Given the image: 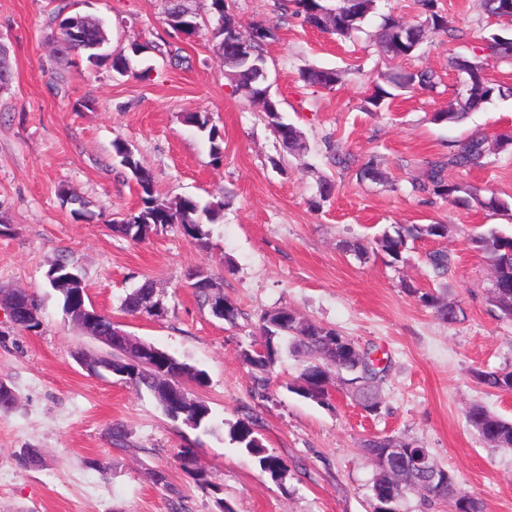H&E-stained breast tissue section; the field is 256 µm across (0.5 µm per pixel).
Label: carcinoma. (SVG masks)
I'll use <instances>...</instances> for the list:
<instances>
[{"label":"carcinoma","instance_id":"obj_1","mask_svg":"<svg viewBox=\"0 0 512 512\" xmlns=\"http://www.w3.org/2000/svg\"><path fill=\"white\" fill-rule=\"evenodd\" d=\"M188 0H167L166 18L176 20L186 17L198 22L197 13L189 6ZM378 0H335L330 4L325 0H287L280 5L284 11L288 5L294 6L293 14L303 18L307 24L318 25L319 14L325 10L335 11L337 15L352 13L354 19L338 28L334 35L339 38H349L362 29L365 20L376 13ZM422 18L415 23L396 25V19L390 15L382 16V23L377 34V44L380 50L390 56H395L398 41L404 42L407 50L417 49L428 32L447 31L449 21L436 5V0H417ZM209 9L217 18V27L212 32L216 40L217 52L226 60V70L232 74L235 91L246 99L261 105L267 125L271 127L275 138L280 144H286L288 137L296 129V125L289 122L283 115L280 103L268 93V89L257 66L266 64L263 54V45L274 36L273 28L257 24L250 27L254 31L249 43V52L242 57L235 56L230 40L240 33L236 17L225 9L224 0H210ZM59 40L78 56H82L94 67L110 66L113 71L124 74L127 70L128 60L120 52L111 54L106 52L108 36L104 23L98 18H89L87 15L76 13L66 17L59 23ZM488 55L485 58H469L457 56L453 60L455 69L463 76L460 92L458 93L457 107L447 110L446 123L458 125L463 123L471 111L482 107L495 98L512 97V87H505L489 81L485 69L489 61L498 59L512 60V40L500 41L497 36L491 35L482 38ZM303 81L313 87L326 88L337 82V73L332 69L312 68L302 73ZM437 75L428 68L419 69L406 75L402 71L391 69L379 75V82L373 86V92L367 97L368 103L378 108L383 101L394 97L393 91L423 89L430 90L436 87ZM184 121L197 127L199 131L207 133L211 143L212 161L216 164L222 162L224 151L221 146V134L216 126L210 124L207 114L192 112L184 116ZM113 152L119 166L129 172L136 181L139 194L138 208L121 217V223L111 224L112 232L140 243L148 238L149 234L158 228L178 224L185 235L203 245L209 236L205 223H215L223 209L221 202H209L200 205L196 199L184 196L172 200L162 199L157 195L154 186V177L150 169L136 157L129 145L116 139L112 144ZM491 153L487 139L479 134H471L463 140L448 144V154L427 162L424 177L413 184L412 189L421 196H436L447 200L457 208L469 210L480 207L490 211H511L512 204L495 194L484 196L481 190L462 182L448 179L447 170L450 167L460 169L482 168L487 164ZM329 162L342 170L355 169L357 179L363 181L367 176L372 180L381 181L384 173L373 156L360 161L356 156L343 150L337 144L327 143ZM448 235V225L434 224H395L385 229L381 234L371 240L355 239L343 244L344 250L361 258L369 253L382 254L388 262L395 264L403 260V254L409 249V241L422 238H444ZM472 248L481 253V256L490 262L495 271V279L500 288L501 299L496 307L500 310L512 308V263L504 264L503 257L512 250V235L502 234L494 229L484 232H475L469 238ZM426 262L433 272L444 277L452 270L451 259L444 250H435L426 255ZM407 292L417 296L421 305L430 309L437 319L444 323L453 324L459 318L448 317V311L443 309L445 299L437 292L418 288H409ZM154 293L152 281L146 280L129 292L124 301V310L133 316L142 314L141 303ZM273 308L263 312L259 317V329L265 340L266 353L254 359L252 350L242 351L244 363L251 369L254 392L264 397L272 384L271 376L274 367L284 350H288L303 358L299 375L288 389L299 396L311 400L309 386L324 385L328 382L326 369L341 364L343 372L350 384L349 392L357 403L368 413H376L380 408L379 383L386 378L387 368L376 367L370 360V353H364L363 360L357 362L352 359L336 360V355L327 353L323 337H342L333 328L323 326L313 320L309 321L311 332L302 336L294 332L290 324H282L277 328L268 325L273 320ZM173 375L183 379L184 382H195L202 385L206 382V373L189 366L178 359H172ZM122 374L121 380L135 387L145 389L156 394L159 387V374L146 361L135 364H125L118 368ZM477 382L489 389L512 392V370L498 369L492 371H477L474 373ZM184 421L192 422L193 428L213 429L210 419V409L204 403L184 406V413L180 415ZM466 418L478 437L485 443L499 448H512V420L494 415L479 405L471 406ZM259 417L246 414L239 418L230 427L231 439L238 443L247 454L258 459L261 469L270 474L275 480H281L288 471L285 460L274 452L265 448L258 438ZM110 443L117 448H131L130 434L127 427L119 422L108 426ZM18 464L24 469L39 467L43 464V456L36 448L26 449L25 454L17 455ZM403 467L410 469V480L407 488L395 489L386 484L384 472L375 469L371 487L372 497L380 495L390 497L384 507L392 512H400V507L407 493L414 491L424 482L423 476L411 460L403 462ZM466 500L471 512H485L484 504L477 498L461 491L459 479L453 470H448V485L443 490L432 495H421L423 502L432 507L447 500V496Z\"/></svg>","mask_w":512,"mask_h":512}]
</instances>
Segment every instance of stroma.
Here are the masks:
<instances>
[{
    "instance_id": "1",
    "label": "stroma",
    "mask_w": 512,
    "mask_h": 512,
    "mask_svg": "<svg viewBox=\"0 0 512 512\" xmlns=\"http://www.w3.org/2000/svg\"><path fill=\"white\" fill-rule=\"evenodd\" d=\"M202 18L191 39L166 20L165 0H0V43L8 50L12 80L0 88V286L35 290L41 301L37 331L13 327L0 310V380L17 403L0 412V512H371L374 468L361 448L374 436L402 437L430 449L454 470L461 489L486 512H512V449L482 442L465 411L481 404L512 418V394L476 382V370L512 369V320L489 299L492 270L475 253L470 234L488 228L511 234L512 214L462 210L413 193L427 161L449 142L481 133L495 138L512 126V98L472 112L460 125L434 122L432 113L456 105L460 74L452 56H474L483 37L501 24L482 0H437L456 35L428 34L401 69H432L434 90L404 93L380 109L366 101L388 64L375 34L381 17L406 21L415 0H380L378 13L348 40L320 32L301 18L282 15L276 0H226L242 27L272 25L267 40L271 94L305 135L308 151H285L257 105L234 93L212 40L217 21L208 0H193ZM80 11L101 18L109 47L130 49L121 76L63 56L55 38L59 15ZM336 70L333 88L306 85L301 71ZM208 113L224 138V159L213 164L207 139L184 114ZM125 139L150 168L167 199L192 196L220 201L222 217L206 245L166 227L136 243L112 232L109 220L138 206L134 183L117 168L112 143ZM358 158L377 156L388 180L358 181L331 166L325 141ZM448 177L512 201V151L487 166L449 169ZM336 183L321 208L310 201L321 179ZM78 192L95 214L75 221L62 189ZM449 225L447 238L414 241L403 262L382 255L361 260L343 252L345 239L370 237L390 224ZM448 251L455 274L436 278L428 252ZM66 259L81 270L88 301L124 330L207 375L192 387L214 421L211 431L172 421L157 400L118 377H98L73 359L77 348L100 351L63 310L46 273ZM208 274L242 315L237 325L213 316L186 277ZM152 280L163 316L133 317L125 295ZM432 289L459 303L460 322L439 321L404 290ZM285 307L335 328L389 365L381 408L369 414L343 388L320 405L289 391L301 361L283 352L268 397L251 391L242 349L260 338V314ZM256 409L263 444L284 458L288 472L273 481L253 456L228 436L229 423ZM127 425L133 449L111 446L112 422ZM196 451V474L183 471L177 453ZM40 449L41 467L22 469L20 449ZM109 465L98 472L94 461ZM168 474L165 491L152 479ZM212 480L201 489L196 477Z\"/></svg>"
}]
</instances>
